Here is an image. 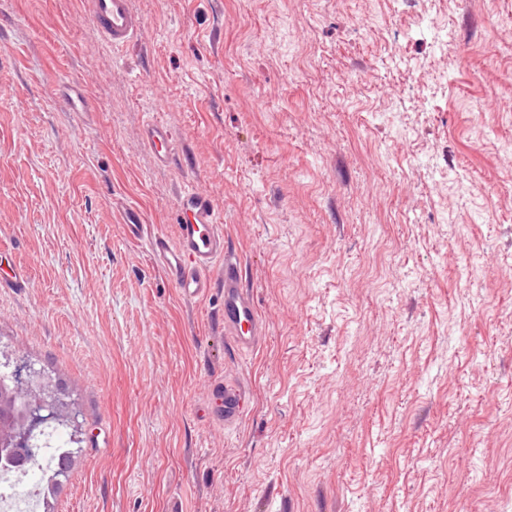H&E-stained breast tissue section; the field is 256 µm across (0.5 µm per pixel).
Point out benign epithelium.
<instances>
[{"instance_id":"7a95c632","label":"benign epithelium","mask_w":512,"mask_h":512,"mask_svg":"<svg viewBox=\"0 0 512 512\" xmlns=\"http://www.w3.org/2000/svg\"><path fill=\"white\" fill-rule=\"evenodd\" d=\"M4 407L10 410L12 422L0 424V446L22 456L31 452L34 431L49 421L78 430L69 405L61 402L52 382L30 365L12 373L11 386L0 393V408Z\"/></svg>"}]
</instances>
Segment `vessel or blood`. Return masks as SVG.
<instances>
[{
	"instance_id": "vessel-or-blood-1",
	"label": "vessel or blood",
	"mask_w": 512,
	"mask_h": 512,
	"mask_svg": "<svg viewBox=\"0 0 512 512\" xmlns=\"http://www.w3.org/2000/svg\"><path fill=\"white\" fill-rule=\"evenodd\" d=\"M86 13L102 37L112 45L125 46L132 42L142 27L141 20L131 11L129 0H83ZM145 142L159 160L173 156V137L163 124L148 123L143 131ZM181 222L176 240L162 233H148L146 224L137 214H129L123 229L136 241H147L154 259L163 269L178 295L188 301L205 298L211 288L209 276L216 262L224 264V332L242 346L253 345L260 336L262 324L257 309L242 285L241 268L237 259L224 250V231L213 200L193 189L184 190L177 203ZM212 420L230 423L244 410L241 389L223 383L211 387Z\"/></svg>"
}]
</instances>
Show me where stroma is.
Masks as SVG:
<instances>
[{
	"mask_svg": "<svg viewBox=\"0 0 512 512\" xmlns=\"http://www.w3.org/2000/svg\"><path fill=\"white\" fill-rule=\"evenodd\" d=\"M129 3L121 48L82 0H0V351L82 430L44 512H512V0ZM187 187L252 348L220 268L184 301L124 236L175 238ZM145 142L153 149L159 160L168 162L173 156V137L171 131L163 124L148 123L142 131ZM181 216L177 240L171 243L162 233L147 232V225L135 213H129L123 225L132 240L145 238L154 259L178 295L188 301L205 298L211 288L209 272L214 264L224 262V332L241 346H252L261 335L262 324L242 285L241 268L234 255L224 252V231L213 200L194 189L184 190L177 203ZM211 406L208 414L212 420L228 424L236 421L244 410V393L237 387L215 382L211 386Z\"/></svg>",
	"mask_w": 512,
	"mask_h": 512,
	"instance_id": "obj_1",
	"label": "stroma"
}]
</instances>
